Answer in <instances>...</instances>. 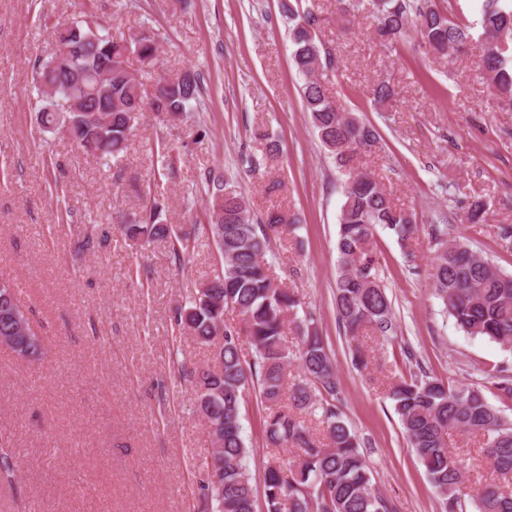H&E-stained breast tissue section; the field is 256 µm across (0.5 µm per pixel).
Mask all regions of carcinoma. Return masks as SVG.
<instances>
[{"label": "carcinoma", "instance_id": "carcinoma-1", "mask_svg": "<svg viewBox=\"0 0 512 512\" xmlns=\"http://www.w3.org/2000/svg\"><path fill=\"white\" fill-rule=\"evenodd\" d=\"M480 2L479 25L487 43L480 70L501 101L512 107V0ZM336 6L343 14L365 10L373 15L379 39L391 47L415 35L442 58L474 40L471 27L450 20L433 0H336ZM282 7L294 46L293 62L303 80L305 111L343 176L336 241L338 322L353 338L366 329L389 339L397 326L372 256L373 240L378 229L387 230L412 258L417 220L375 178L357 171L359 155L372 150L379 133L326 95L319 74L334 69L336 63L317 40L320 13L314 6L302 9L289 2ZM53 34L70 52L36 60V81L42 90H55L58 99L80 101L79 112L68 114L72 122L68 137L86 156L119 159L134 144L136 115L144 106L177 118L201 96L200 75L187 69L158 79L153 97L145 102L127 61L134 54L152 63L157 44L141 34L113 38L106 32L96 0H87L79 19L55 27ZM58 107L56 102L43 101L38 116L42 128L57 130ZM211 182L222 195L213 204L207 240L213 241L220 266L174 312L175 325L213 352L212 363L188 371L196 388L197 412L220 441V447L198 462L199 470L219 480L216 484L209 479L201 486L203 501L212 505L211 512H257L240 422L243 393L252 385L266 412L268 444L293 448L287 457L267 463L262 489L265 512H393L372 483L358 438L336 405L340 385L323 337L311 323L301 347L293 350L285 339V318L298 301L276 282L265 262V250L272 237L288 229V215L271 211L255 222L236 190L226 189L219 177ZM161 213L162 206L152 203L123 225L124 235L147 245L164 242L179 262L196 248L198 232H175L161 220ZM431 236L437 245L432 286L457 329L512 350V274L497 269L465 243L446 241V224L432 225ZM10 287V294L0 292V339L18 355L37 360L44 354L43 339L13 320L12 309L21 303L16 285ZM229 311L238 313L240 323L226 321ZM243 335L254 349L249 362L243 359ZM294 359L301 362L302 375L288 387V366ZM486 374L512 395L511 369L499 365ZM387 398L407 447L422 461L448 512H456L464 496L470 497L475 512H512V422L479 389L452 387L421 369L393 384ZM285 400L317 416L325 424V438L314 437L285 409ZM454 431L480 439L498 482L467 489L461 464L448 449V436Z\"/></svg>", "mask_w": 512, "mask_h": 512}]
</instances>
